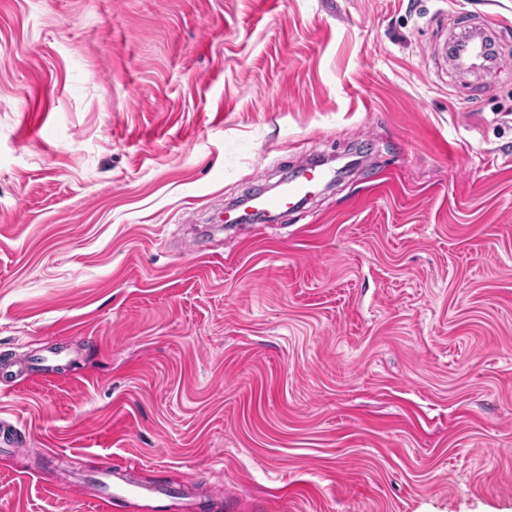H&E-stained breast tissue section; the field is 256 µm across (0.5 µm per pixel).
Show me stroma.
Segmentation results:
<instances>
[{"label":"stroma","mask_w":512,"mask_h":512,"mask_svg":"<svg viewBox=\"0 0 512 512\" xmlns=\"http://www.w3.org/2000/svg\"><path fill=\"white\" fill-rule=\"evenodd\" d=\"M8 366L0 512H512V0H0ZM326 178L327 173L316 165L303 166L295 177L284 183L278 193L255 197L254 207L268 213L299 210L307 196L318 184L324 183ZM131 467L135 468L134 465H128L123 471H118L112 467V463L101 465L95 478L100 488L94 494L98 510H109L113 501H148L161 493L153 484H140L131 480L128 469Z\"/></svg>","instance_id":"stroma-1"}]
</instances>
